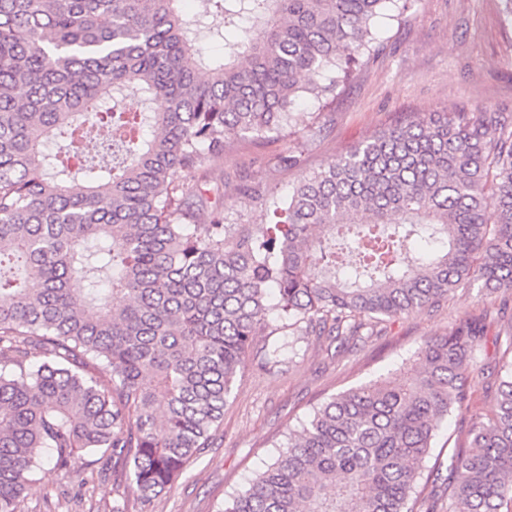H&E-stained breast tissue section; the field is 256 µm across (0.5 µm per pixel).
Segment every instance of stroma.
<instances>
[{
  "instance_id": "35a3bbf8",
  "label": "stroma",
  "mask_w": 512,
  "mask_h": 512,
  "mask_svg": "<svg viewBox=\"0 0 512 512\" xmlns=\"http://www.w3.org/2000/svg\"><path fill=\"white\" fill-rule=\"evenodd\" d=\"M376 50L337 88L327 103L301 101V112L319 114L320 133L300 166L277 167L273 158L291 144L270 132L260 144L231 143L210 163L212 176L224 179V215L230 224H261L265 213L244 199L240 184L262 182L279 195L301 174L319 170L332 158L386 130L405 116L433 112H500L512 118V13L505 0H390L375 22ZM500 296L473 281L440 307L386 319L381 333L328 354L326 337L294 335L270 319L256 337L224 409V422L209 448L191 460L173 488L141 506L123 482L92 475L77 462L63 478L43 466L22 502L21 512H214L225 495L243 489L270 463L290 430L306 421L330 397L398 369L425 339L445 334L456 322L488 312L493 319L478 346L473 370L476 412L495 410L499 357L496 337L512 330V320L496 319ZM281 344L280 364L265 369V349Z\"/></svg>"
}]
</instances>
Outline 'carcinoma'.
I'll use <instances>...</instances> for the list:
<instances>
[{
    "label": "carcinoma",
    "instance_id": "1",
    "mask_svg": "<svg viewBox=\"0 0 512 512\" xmlns=\"http://www.w3.org/2000/svg\"><path fill=\"white\" fill-rule=\"evenodd\" d=\"M179 2L0 0V512L44 463L66 478L81 455L112 459L143 505L166 493L223 422L272 289L280 320L340 348L477 279L512 296L499 112L404 118L285 197L243 186L265 224H226L193 191L229 142L286 131L298 98L332 93L390 0ZM229 29L206 58L198 34ZM129 91L156 111L126 110ZM486 329L455 325L320 404L218 512H414L439 424L471 410ZM504 368L497 409L427 474L448 512H512Z\"/></svg>",
    "mask_w": 512,
    "mask_h": 512
}]
</instances>
